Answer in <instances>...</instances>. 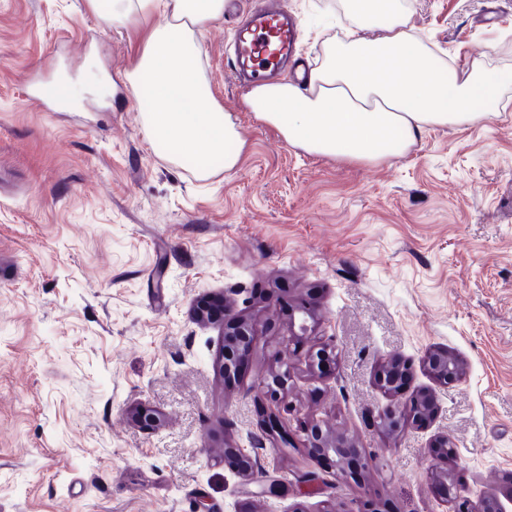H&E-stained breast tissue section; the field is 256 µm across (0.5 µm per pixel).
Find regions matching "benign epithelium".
I'll list each match as a JSON object with an SVG mask.
<instances>
[{
    "mask_svg": "<svg viewBox=\"0 0 512 512\" xmlns=\"http://www.w3.org/2000/svg\"><path fill=\"white\" fill-rule=\"evenodd\" d=\"M196 317L203 322L224 321V352L219 361V370L223 375L236 373L241 358L252 348L256 336L254 324L236 316L228 307H222L220 313L214 314L206 303L197 306ZM281 367L282 370L273 373L265 383V390L258 402V424L263 439L277 450L286 451L289 425L285 416L293 412V407L287 397L288 362H282ZM423 368L432 379L447 386L461 382L465 374L461 360L444 348L428 350L423 359ZM411 376V368L395 359L375 370L373 382L380 391L391 394L403 388ZM436 410L435 400L421 392L402 407L390 405L379 411L377 424L381 432L395 435L410 427L424 426ZM300 432L306 436L311 455L336 461V468L332 471L335 478H356L375 465L374 459L361 453L347 437L323 429V422L318 418L309 417L303 421ZM224 462L257 483V495L262 498H279L288 490V482L259 465L257 457L237 445L224 448ZM454 512H504V507L497 499L485 497L474 509L461 502Z\"/></svg>",
    "mask_w": 512,
    "mask_h": 512,
    "instance_id": "benign-epithelium-1",
    "label": "benign epithelium"
}]
</instances>
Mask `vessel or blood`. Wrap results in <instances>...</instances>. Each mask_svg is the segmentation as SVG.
<instances>
[{"mask_svg": "<svg viewBox=\"0 0 512 512\" xmlns=\"http://www.w3.org/2000/svg\"><path fill=\"white\" fill-rule=\"evenodd\" d=\"M298 38L295 18L278 0H265L236 37L230 64L236 82L255 83L280 75L295 53Z\"/></svg>", "mask_w": 512, "mask_h": 512, "instance_id": "vessel-or-blood-1", "label": "vessel or blood"}]
</instances>
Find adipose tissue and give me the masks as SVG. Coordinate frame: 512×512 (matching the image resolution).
Returning <instances> with one entry per match:
<instances>
[{
  "mask_svg": "<svg viewBox=\"0 0 512 512\" xmlns=\"http://www.w3.org/2000/svg\"><path fill=\"white\" fill-rule=\"evenodd\" d=\"M162 9L127 80L147 138L171 160L195 158L200 175L219 157L241 158L230 113L211 96L200 37L224 0H161ZM352 30L323 43L322 61L303 82L253 86L247 111L276 127L291 146L351 160L401 155L431 128L464 126L485 115L498 88L481 66L460 76L442 64L409 25L399 0H345Z\"/></svg>",
  "mask_w": 512,
  "mask_h": 512,
  "instance_id": "ef3b65f1",
  "label": "adipose tissue"
}]
</instances>
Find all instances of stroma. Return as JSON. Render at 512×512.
Returning a JSON list of instances; mask_svg holds the SVG:
<instances>
[{
	"label": "stroma",
	"mask_w": 512,
	"mask_h": 512,
	"mask_svg": "<svg viewBox=\"0 0 512 512\" xmlns=\"http://www.w3.org/2000/svg\"><path fill=\"white\" fill-rule=\"evenodd\" d=\"M314 63L343 18L342 0H280ZM415 33L457 72L481 65L499 107L435 127L402 155L373 162L288 145L243 105L226 46L254 0H225L201 38L203 76L245 142L241 161L198 178L144 133L124 75L153 19L106 26L108 0H0V512H347L368 498L398 512H453L429 477L426 443L450 436L443 461L470 501L497 495L512 512V0H403ZM495 19L486 22L488 8ZM38 73L69 80L70 105L25 96ZM219 298L258 334L241 373L217 365L221 321L195 307ZM314 314L291 338L290 318ZM337 354L324 372L311 355ZM445 347L465 367L452 387L421 366ZM293 364L298 417H321L382 469L363 484L294 485L327 461L260 450L290 480L286 496L224 463L252 449L256 398L276 350ZM398 357L411 391L432 393L426 429L390 439L375 423L403 402L372 382ZM146 406L160 428L142 427Z\"/></svg>",
	"instance_id": "stroma-1"
}]
</instances>
